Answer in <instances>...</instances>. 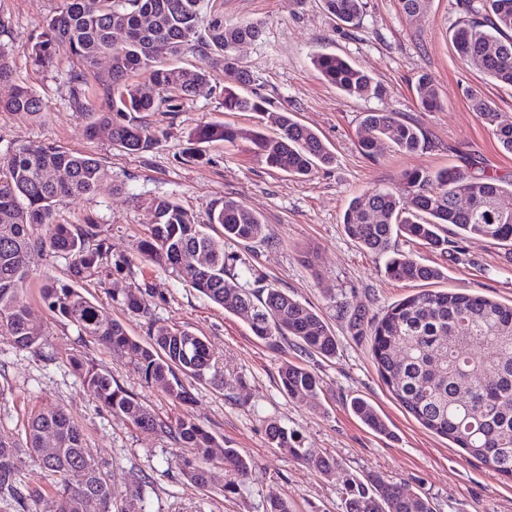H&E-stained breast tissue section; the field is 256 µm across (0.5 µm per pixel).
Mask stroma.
Instances as JSON below:
<instances>
[{
	"instance_id": "obj_1",
	"label": "stroma",
	"mask_w": 512,
	"mask_h": 512,
	"mask_svg": "<svg viewBox=\"0 0 512 512\" xmlns=\"http://www.w3.org/2000/svg\"><path fill=\"white\" fill-rule=\"evenodd\" d=\"M359 28L336 29L320 0H210L208 7L226 21H250L263 34L241 44L237 53L253 76L252 90L296 112L315 129L335 154L331 166L308 177H293L269 167L247 141L229 145L199 139L209 125L252 128L259 115L228 112L222 104L224 70L210 64V84L182 101L175 112H149L146 122L166 128L168 136L151 152L130 154L104 137L86 133L87 121L68 104V78L77 67L60 55L54 67L38 70L29 59V34L58 11L63 0H0V14L11 31L0 35L13 63L10 83L0 84V100L13 85L29 87L45 104L41 118L0 112V157L16 146L54 144L102 159L109 176L89 195L70 200L61 215L77 226L100 224L114 255L129 264L100 283L89 285L92 297L110 306L131 335L145 337L147 326L115 297L142 285L140 302L159 323L186 327L204 336L224 363V388L194 385L192 412L223 447L237 449L256 464L241 494L224 496L228 475L214 464L208 489L185 484L175 464L180 450L161 434L133 426L111 415L94 398L70 366L72 356L96 367L166 421L183 414L156 386L141 377L111 350L80 338L76 329L57 321L44 305L38 284H31L27 304L48 331L40 353L13 349L0 341V382L9 387L0 400V438L24 444V426L32 411L64 408L79 424L86 444L94 448L116 493L118 512H265L269 492L286 499L291 512H345L344 493L350 476L372 472L407 490L428 496L435 512H512V480L486 467L448 439L416 422L381 382L366 340L355 336L343 308L366 305L373 314L425 289L467 292L512 303V251L472 238L458 251L397 238L398 250L437 267L443 279L429 283L385 276V256L362 248L344 232L341 219L350 200L375 187L402 192L406 170L437 171L473 162L512 180V154L502 152L481 122L463 87L480 90L512 117V88L496 84L473 67H462L448 38L457 14L454 0H431L425 14L402 13L396 0H365ZM336 53L350 57L380 83L376 99L343 98L312 65L313 56ZM428 75L444 105L421 111L415 83ZM381 109L419 122L424 146L400 154L382 144L376 159L357 145L364 112ZM197 158H190V151ZM167 196L206 222L211 206L224 198L242 201L266 224L267 238L244 246L224 239L221 226L210 235L223 244L226 257L238 258L264 284L288 291L323 315L338 347L335 357L303 355L290 344L272 346L255 337L247 322L211 303L138 251L153 222L147 199ZM298 363L316 372L321 388L304 401L288 398L278 371ZM368 399L384 416L389 435H379L351 412L352 397ZM279 420L296 430L304 447L336 458L335 477H327L272 448L265 422ZM23 480L31 491L25 512H55L52 479L33 463H23ZM142 494L130 496L133 477Z\"/></svg>"
}]
</instances>
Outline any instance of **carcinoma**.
<instances>
[{
	"instance_id": "obj_1",
	"label": "carcinoma",
	"mask_w": 512,
	"mask_h": 512,
	"mask_svg": "<svg viewBox=\"0 0 512 512\" xmlns=\"http://www.w3.org/2000/svg\"><path fill=\"white\" fill-rule=\"evenodd\" d=\"M408 14H423L430 0H397ZM364 0H322L328 17L343 29L359 26ZM205 0H65L42 30L30 35L29 58L40 69L55 63L60 51L75 58L82 69L70 74L69 104L89 116V135H105L130 154L149 152L164 132L143 120L145 112L166 108L174 112L179 101L196 95L207 82L204 65L191 68L173 61L186 54L215 57L224 68V111L259 112L273 128L243 130L230 125L206 127V139L223 138L234 144L248 140L265 156L269 166L303 177L328 166L334 154L294 113L248 90L251 75L237 56L239 45L257 41L262 31L253 22L228 23L210 16L206 34L200 24ZM459 16L449 34L461 60L494 82L512 87V0H458ZM110 60L103 83L105 107L91 102L82 70ZM322 78L345 98L382 97L372 77L339 54L314 57ZM420 108L433 112L443 99L432 81L418 79ZM462 94L481 121L491 129L501 150L512 154V120L471 87ZM43 101L24 86L0 100V112L38 116ZM400 153H412L424 143L421 127L401 120L397 113L373 110L361 120L358 145L363 155L375 158L383 141ZM108 177L97 157L53 144L18 146L0 157V339L12 348L39 351L46 345L44 325L29 320L26 296L35 278L34 259L61 257L67 261L66 277L42 275L40 296L57 318L76 328L137 372L148 384L161 387L173 401L194 403L184 380L224 387L222 367L204 337L185 328L160 324L141 309L131 288L120 304L138 316L148 317L147 338L128 333L112 312L86 295L85 285L103 272L127 265L113 258L112 246L100 225L89 223L76 230L58 220L68 200L92 193ZM406 194L375 188L354 199L343 213L346 234L373 253L393 252L385 274L393 279L430 281L443 272L420 262L410 253L392 250L395 237L442 246L438 231L450 224L462 238L481 237L512 246V183H503L485 168L465 165L434 172L410 170L402 174ZM155 223L140 241L144 258L170 272L224 311L244 318L254 336L275 345L292 342L308 355L333 357L337 340L327 322L311 307L279 288L260 284L224 257L221 245L206 231L218 224L224 237L249 244L266 237V224L243 202L231 198L214 206L208 224L175 200L156 196L150 200ZM350 328L367 337L371 358L382 382L399 404L431 432L447 438L471 457L487 464L486 448H500L497 473L512 479V304L464 292L422 291L389 306L380 315L358 305L345 312ZM477 342L484 354L475 360L467 353ZM74 371L98 403L132 425L155 430L191 456L177 460L183 479L205 489L211 483L210 465L219 459L229 475L223 491L241 494L254 464L234 448L221 455L216 438L187 410L175 421H164L135 399L112 377L90 362L74 356ZM280 382L288 397L305 400L316 394L320 379L308 368L285 364ZM351 412L369 429L389 433L375 406L363 397L350 400ZM272 447L288 458L331 477L336 458L316 455L302 446L296 431L276 419L266 420ZM56 436L55 453L43 458L46 434ZM26 448L0 438V504L22 505L27 499L22 479L21 455L54 477L55 496L62 512H84L89 496L115 507L112 484L75 420L62 408L32 413L25 427ZM346 512H433L430 500L409 494L378 474L349 479Z\"/></svg>"
}]
</instances>
